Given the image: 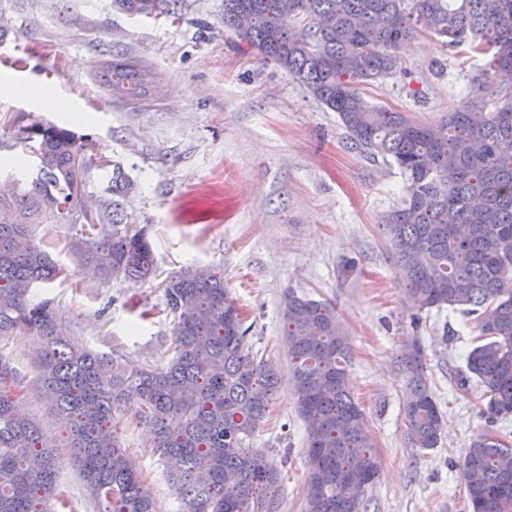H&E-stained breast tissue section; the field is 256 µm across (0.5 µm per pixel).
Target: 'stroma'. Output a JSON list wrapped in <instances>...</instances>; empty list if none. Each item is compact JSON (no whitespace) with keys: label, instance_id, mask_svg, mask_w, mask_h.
Segmentation results:
<instances>
[{"label":"stroma","instance_id":"1","mask_svg":"<svg viewBox=\"0 0 512 512\" xmlns=\"http://www.w3.org/2000/svg\"><path fill=\"white\" fill-rule=\"evenodd\" d=\"M168 14L136 16L114 0H0L9 21L0 39V177L32 170L24 141L34 123L89 136L96 153L120 163L136 182L127 223L144 228L156 271L144 282L104 280L80 265L70 224H43L67 274L37 298L51 299L61 326L90 349L167 363L172 322L163 285L180 269H224L254 349L276 364L281 384L265 424L251 437L282 471L276 512H306L307 431L290 381L283 310L288 294L332 302L350 338L351 392L365 410L379 467L361 512H467L462 463L487 428L486 399L465 352L479 335L464 310L433 309L413 323L383 224L403 188L390 161L355 149L336 112L315 101L274 63L257 58L224 25V0H169ZM148 70L153 92L110 97L105 61ZM388 76L365 86L368 103L417 122H445L484 63L453 54L431 34L409 40ZM47 92L39 102L31 90ZM356 258L361 275L338 276ZM137 332H128L130 322ZM419 339L443 418L439 446L412 447L405 435L407 375L402 354ZM35 336L0 339V356L23 384L35 374ZM123 446L137 458L159 512H176L165 466L147 428L122 416ZM63 504L50 512H98L68 448H61Z\"/></svg>","mask_w":512,"mask_h":512}]
</instances>
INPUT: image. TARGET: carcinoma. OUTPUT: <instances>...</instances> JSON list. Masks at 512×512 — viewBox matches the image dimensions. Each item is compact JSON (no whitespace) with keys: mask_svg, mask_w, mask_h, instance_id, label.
Wrapping results in <instances>:
<instances>
[{"mask_svg":"<svg viewBox=\"0 0 512 512\" xmlns=\"http://www.w3.org/2000/svg\"><path fill=\"white\" fill-rule=\"evenodd\" d=\"M131 15L161 11V0H115ZM224 25L246 48L296 77L336 112L355 148L391 159L403 195L384 224L400 282L417 312L444 306L476 316L484 343L466 353L484 388L486 412L512 417V0H224ZM422 31L471 58L487 60L474 78L504 98L494 112L474 97L428 126L368 104L361 87L388 75L397 50ZM103 85L117 97L146 91L148 73L104 64ZM36 170L0 179V336L29 332L42 353L31 388L54 408L100 512H158L141 471L118 439L117 413L134 408L151 428L153 453L168 469L180 512H271L279 472L248 440L263 425L279 383L276 366L252 351L242 314L221 269L187 267L164 286L173 317L163 367L130 355L79 346L61 329L40 284L63 269L32 235L39 224H71L94 169L111 170L106 193L82 232L96 238L75 258L110 280H146L155 256L146 230L125 222L122 200L135 183L120 164L92 154L83 135L35 123ZM288 362L308 434L307 512H358V488L378 465L365 415L350 393V342L325 300L288 295ZM405 431L415 448L441 440V412L413 339ZM16 376L0 357V512H48L58 498L57 457L37 421L17 405ZM471 512H512V444L491 432L472 439L463 460Z\"/></svg>","mask_w":512,"mask_h":512,"instance_id":"1","label":"carcinoma"}]
</instances>
